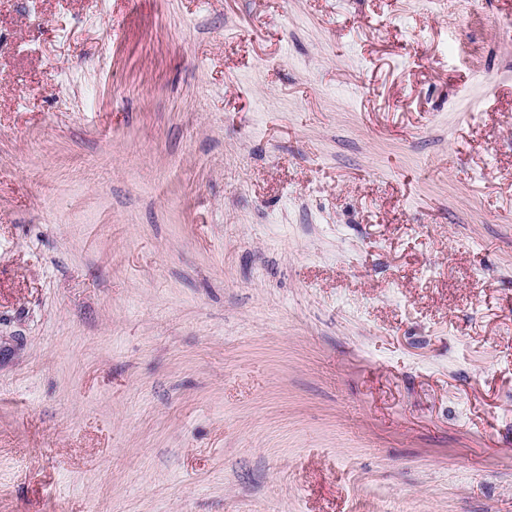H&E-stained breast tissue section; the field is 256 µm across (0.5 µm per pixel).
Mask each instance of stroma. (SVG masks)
I'll return each mask as SVG.
<instances>
[{
	"label": "stroma",
	"instance_id": "1",
	"mask_svg": "<svg viewBox=\"0 0 512 512\" xmlns=\"http://www.w3.org/2000/svg\"><path fill=\"white\" fill-rule=\"evenodd\" d=\"M0 512H512V0H0Z\"/></svg>",
	"mask_w": 512,
	"mask_h": 512
}]
</instances>
